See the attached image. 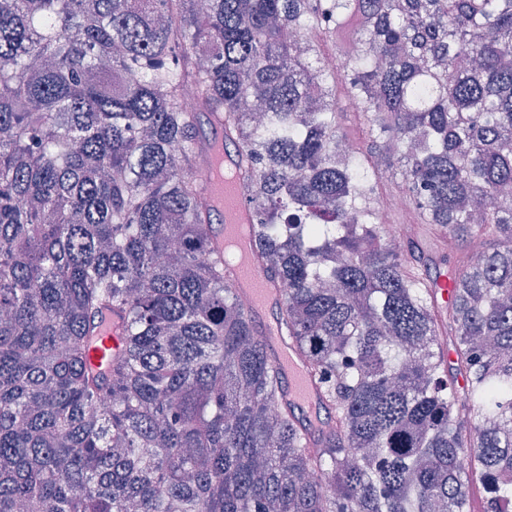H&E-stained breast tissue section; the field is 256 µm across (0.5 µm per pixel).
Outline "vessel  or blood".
<instances>
[{"instance_id":"vessel-or-blood-1","label":"vessel or blood","mask_w":512,"mask_h":512,"mask_svg":"<svg viewBox=\"0 0 512 512\" xmlns=\"http://www.w3.org/2000/svg\"><path fill=\"white\" fill-rule=\"evenodd\" d=\"M202 124L210 145L223 149L225 162L232 166L236 165L237 151L225 146L223 127L218 119L207 116L203 118ZM202 180L216 216L211 232L214 248L220 253L224 250L226 234L230 233L235 225L253 224L254 207L239 181L227 184L209 172L204 173ZM226 272L238 292L249 298L252 314L276 358L284 390L297 414L307 424L321 426L325 420V411L317 388L279 325V310L283 301L281 290L266 276L250 254L243 259L227 263Z\"/></svg>"}]
</instances>
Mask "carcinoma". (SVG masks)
<instances>
[{
  "label": "carcinoma",
  "mask_w": 512,
  "mask_h": 512,
  "mask_svg": "<svg viewBox=\"0 0 512 512\" xmlns=\"http://www.w3.org/2000/svg\"><path fill=\"white\" fill-rule=\"evenodd\" d=\"M205 114L322 428L211 250ZM510 501L512 0H0V512ZM202 125L205 127V137L209 141V147L211 145L213 148L223 147L224 161L235 169L238 160L237 150L228 144L224 147V131L221 123L215 116H206L202 120Z\"/></svg>",
  "instance_id": "carcinoma-1"
}]
</instances>
